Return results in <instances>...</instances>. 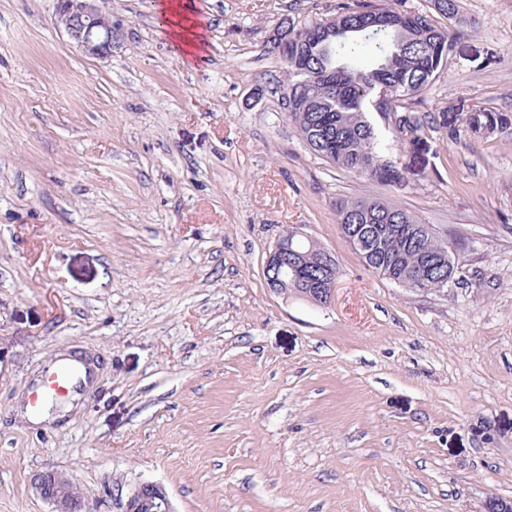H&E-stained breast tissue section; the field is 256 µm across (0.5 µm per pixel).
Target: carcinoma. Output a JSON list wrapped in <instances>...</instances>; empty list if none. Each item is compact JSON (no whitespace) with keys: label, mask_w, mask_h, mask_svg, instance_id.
<instances>
[{"label":"carcinoma","mask_w":512,"mask_h":512,"mask_svg":"<svg viewBox=\"0 0 512 512\" xmlns=\"http://www.w3.org/2000/svg\"><path fill=\"white\" fill-rule=\"evenodd\" d=\"M438 15L454 26L464 24L458 0H431ZM291 38L306 48V66L311 78L290 117L308 148L321 156L326 144L336 142V152L327 158L335 166L379 183H398L402 174L388 166L380 129L373 123L368 86L377 78L397 87L385 106V113L398 119L401 139H415L423 127L412 116L417 98L448 66L451 30L437 25L429 14L368 0H343L336 8V34L327 43L314 42L309 24L288 27ZM286 79L280 85L283 104L295 98L300 77L293 74L292 58L279 56ZM512 124V117L490 109L469 115L465 130L473 135L499 125ZM336 223L358 224L365 237H374L380 258L367 267L392 281L422 292H434V285L448 277V269L434 273L427 284L413 277L419 251L402 226L418 223L410 211L377 198L340 199L336 202Z\"/></svg>","instance_id":"carcinoma-1"}]
</instances>
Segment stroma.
<instances>
[{"label":"stroma","instance_id":"1","mask_svg":"<svg viewBox=\"0 0 512 512\" xmlns=\"http://www.w3.org/2000/svg\"><path fill=\"white\" fill-rule=\"evenodd\" d=\"M185 58L163 0H99L118 33L85 55L56 0H0V512H51L66 472L90 512L116 481L176 512H480L512 498V0H460L470 24L418 98L424 126L378 119L400 184L313 154L265 48L337 0H187ZM378 198L461 244L441 291L400 286L340 236L336 202ZM296 227L331 252L321 307L270 290ZM95 360L64 418L32 424L59 355ZM162 9L163 23L170 28L168 34L176 40V44L186 55H194L193 51L188 48L199 49L196 40L199 39V34L193 31L196 28L195 24H188L190 18L187 12L190 10L188 4H182L179 1L176 5L171 2L168 5L163 3ZM184 45L186 48H184ZM505 122V128L511 123V116L496 112L490 109L479 110L471 113L465 121V130L473 135H480L479 132L485 129L496 128L499 121ZM33 488L41 499L52 505L53 512L89 511L85 497L64 472L45 470L36 473Z\"/></svg>","mask_w":512,"mask_h":512}]
</instances>
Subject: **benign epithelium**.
<instances>
[{
	"instance_id": "obj_1",
	"label": "benign epithelium",
	"mask_w": 512,
	"mask_h": 512,
	"mask_svg": "<svg viewBox=\"0 0 512 512\" xmlns=\"http://www.w3.org/2000/svg\"><path fill=\"white\" fill-rule=\"evenodd\" d=\"M97 2L58 0L56 24L85 54L97 58L110 57L115 34L112 15L104 13ZM391 90L392 86L383 80L373 82L370 103L375 111H382ZM407 236L414 240L429 237L447 244V239L440 236L431 224L409 227ZM301 237L303 233L296 228L280 235L266 257L263 272L274 293L284 294L290 279L295 283L300 281L304 288L295 296L318 306H327L335 292V258L325 251L315 260L312 254L297 250L293 240ZM33 488L41 499L52 505L53 512H88L86 499L76 483L61 471L36 473ZM112 496L118 512H175L166 489L157 482L138 480L127 486L118 483L112 489Z\"/></svg>"
}]
</instances>
